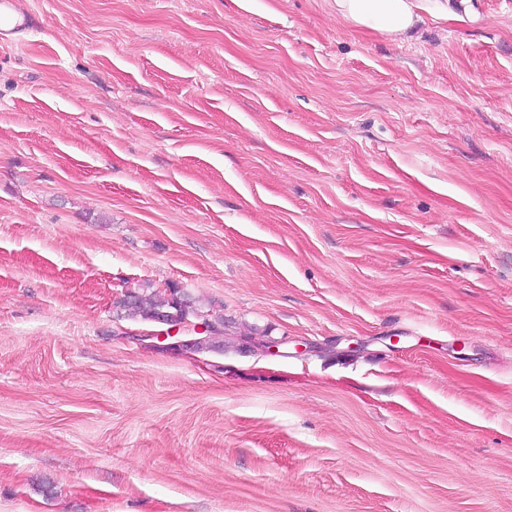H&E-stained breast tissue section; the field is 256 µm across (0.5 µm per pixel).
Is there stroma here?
<instances>
[{
  "mask_svg": "<svg viewBox=\"0 0 512 512\" xmlns=\"http://www.w3.org/2000/svg\"><path fill=\"white\" fill-rule=\"evenodd\" d=\"M16 6L0 512H512V0ZM145 283L242 341L145 346ZM332 9L353 27L390 40H402L423 20L421 11L433 19L456 15L451 0H331Z\"/></svg>",
  "mask_w": 512,
  "mask_h": 512,
  "instance_id": "stroma-1",
  "label": "stroma"
}]
</instances>
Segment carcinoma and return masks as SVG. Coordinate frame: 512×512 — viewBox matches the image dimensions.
Here are the masks:
<instances>
[{
    "label": "carcinoma",
    "mask_w": 512,
    "mask_h": 512,
    "mask_svg": "<svg viewBox=\"0 0 512 512\" xmlns=\"http://www.w3.org/2000/svg\"><path fill=\"white\" fill-rule=\"evenodd\" d=\"M177 295L179 300L174 302L167 293L152 291L148 284L142 285L136 288L135 301L127 302L121 297L115 302L117 315L149 323L160 312L169 313L175 321L193 320L196 315L203 314L219 327H225L223 308L205 303L183 289L177 290Z\"/></svg>",
    "instance_id": "cac0c4a2"
}]
</instances>
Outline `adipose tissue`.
<instances>
[{
	"mask_svg": "<svg viewBox=\"0 0 512 512\" xmlns=\"http://www.w3.org/2000/svg\"><path fill=\"white\" fill-rule=\"evenodd\" d=\"M332 8L353 27L394 41L409 35L423 15L445 20L454 14L450 0H332Z\"/></svg>",
	"mask_w": 512,
	"mask_h": 512,
	"instance_id": "ef3b65f1",
	"label": "adipose tissue"
}]
</instances>
